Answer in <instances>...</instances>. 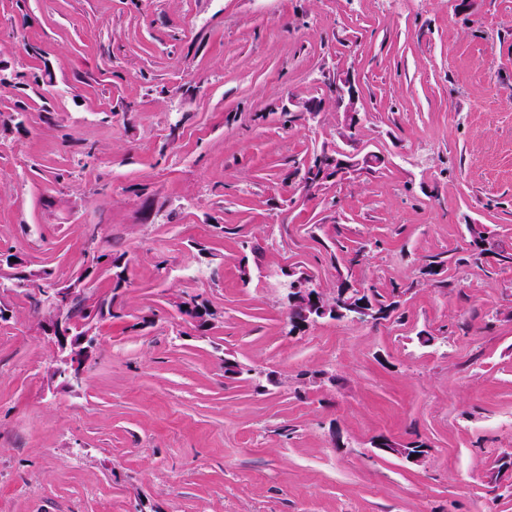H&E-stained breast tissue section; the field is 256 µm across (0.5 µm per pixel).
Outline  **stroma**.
Here are the masks:
<instances>
[{
	"label": "stroma",
	"mask_w": 512,
	"mask_h": 512,
	"mask_svg": "<svg viewBox=\"0 0 512 512\" xmlns=\"http://www.w3.org/2000/svg\"><path fill=\"white\" fill-rule=\"evenodd\" d=\"M0 65L25 74L0 87V253L87 272L120 312L52 387L39 309L0 292V512H512L488 484L512 454V266L467 230L512 248V0H0ZM324 151L383 164L307 188ZM290 267L397 309L288 334ZM194 295L203 336L175 305ZM335 83L339 95L337 107L344 112L347 126L352 132L354 131L358 120V110L356 107L357 97L355 91L348 75L337 77ZM371 444L380 453L395 456L416 465L422 463L430 451L428 448H413L410 443H400L386 436L374 437ZM412 455H415L414 459H411Z\"/></svg>",
	"instance_id": "stroma-1"
}]
</instances>
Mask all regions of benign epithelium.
<instances>
[{"label": "benign epithelium", "instance_id": "obj_1", "mask_svg": "<svg viewBox=\"0 0 512 512\" xmlns=\"http://www.w3.org/2000/svg\"><path fill=\"white\" fill-rule=\"evenodd\" d=\"M338 92L337 107L345 114L349 130H354L358 120L356 107L357 97L351 80L348 76L336 78ZM374 164V157L366 154L360 159L346 160L334 156L333 166L336 174H345L348 170L357 167H367ZM294 277L295 287L290 289L292 295L287 299L288 309L295 313L294 325L297 330H302L323 319L336 320L344 315V308L350 305L349 295L353 293L351 288H338L335 295L327 300L312 299L311 286L302 277L296 276V271H289ZM80 284L76 283L69 288H48L47 294L51 295V305L44 307L45 328L48 334L56 339L59 355L55 363L49 369L50 382H60L71 385L80 380L82 366L97 344V337L93 336L90 322L75 326L63 317L74 296L78 292ZM372 447L378 452L395 456L408 463L420 464L429 453L427 448H415L407 442L400 443L386 436H377L371 441Z\"/></svg>", "mask_w": 512, "mask_h": 512}]
</instances>
